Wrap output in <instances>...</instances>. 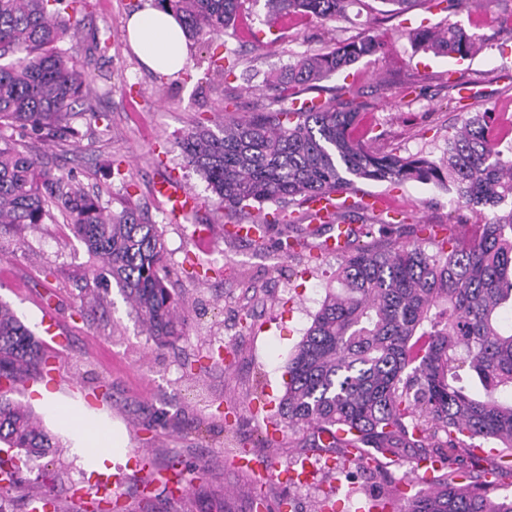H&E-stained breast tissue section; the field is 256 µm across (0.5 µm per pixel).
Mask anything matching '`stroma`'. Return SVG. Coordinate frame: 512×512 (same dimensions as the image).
<instances>
[{
	"instance_id": "obj_1",
	"label": "stroma",
	"mask_w": 512,
	"mask_h": 512,
	"mask_svg": "<svg viewBox=\"0 0 512 512\" xmlns=\"http://www.w3.org/2000/svg\"><path fill=\"white\" fill-rule=\"evenodd\" d=\"M146 0H90L77 40L80 61L91 62L95 78L89 105L106 113L93 124L83 107L72 112L68 127L48 141L28 135L27 151L52 171L75 175L103 206L138 210L155 224L166 249L168 286L187 318L185 336L173 346L149 339L112 278L98 269L84 243L58 211L34 228L0 233V301L7 303L37 334H44L42 305L57 315L53 370L45 382L31 383L18 401L36 416L41 389L94 412L97 424L112 433L117 448L109 471H122L120 491L127 512H139L149 493L154 512H254L250 493L264 488L270 505L281 498L284 512H314L328 498L336 512H355L367 497L362 479L345 480L327 466L334 452L312 447L309 438L276 428V406L285 390L289 353L301 341L319 309L331 274L341 258L319 253L309 262L286 254L279 241L289 227L291 206L281 205L282 223L272 225L261 243L228 237L224 212L211 201L201 176L182 157L179 142L196 122L218 123L225 110L247 116L269 102L266 78L284 71L294 56L335 40L382 34L384 52L358 62L349 75L320 85L322 96L348 86L365 105L374 124V148L401 155L439 158L451 128L462 114L491 110L499 129L512 127V29L505 19L512 0H493L479 11L434 12L418 6L397 13L381 0H356L336 23L292 22L271 52L251 41V32L267 29L262 0H247L238 35L191 39L187 73L162 75L148 69L130 46L126 24ZM454 23L475 43L471 56L437 57L415 49L407 36L420 24ZM111 31L105 55H89L94 36ZM229 57L235 67L221 84L205 75L212 59ZM122 170L132 187L114 177ZM178 174L200 198L183 224L165 219L163 204L151 191L154 181ZM394 207L412 213L415 224H453L461 220L451 194L434 185L409 183L391 190ZM209 226L200 241L195 230ZM97 294L102 309L80 317L81 289ZM223 342L230 366L207 358L213 343ZM149 449L158 468L178 459L189 465L187 495L175 497L171 484L142 488L130 469L135 449ZM269 456L277 471L250 474L229 466L226 449ZM305 457V481L291 478V461ZM58 476L54 489L62 512H72L67 495L76 487L95 492L102 477L88 474L72 448L49 452L32 462Z\"/></svg>"
}]
</instances>
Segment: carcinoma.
Instances as JSON below:
<instances>
[{
	"instance_id": "cac0c4a2",
	"label": "carcinoma",
	"mask_w": 512,
	"mask_h": 512,
	"mask_svg": "<svg viewBox=\"0 0 512 512\" xmlns=\"http://www.w3.org/2000/svg\"><path fill=\"white\" fill-rule=\"evenodd\" d=\"M352 0H265L267 23L336 22ZM185 36L236 35L244 0H158ZM87 0H0V129L56 132L91 91L88 66L59 47L81 25ZM417 50L468 57L473 44L454 24L408 31ZM378 36L305 52L284 77L268 80L271 101L246 120L183 136L186 163L199 172L226 214L269 202L302 206L358 181L392 187L432 183L472 214L470 231L423 228L427 250L395 238L383 249L358 243L351 205L342 256L319 310L290 353L279 403L282 428L328 435L335 469L373 479L386 465L427 464L426 487L369 495L367 512H512L498 493L512 479V146L493 134L490 113L453 128L437 160L378 152L372 124L353 98L300 93L380 52ZM56 209L99 257L137 318L160 345L184 335L181 300L167 288L165 245L136 211L113 212L71 173H55L0 134V229L41 224ZM410 215L378 219L399 233ZM48 346L0 303V443L20 455L58 447L55 437L12 394L51 371ZM497 442L493 457L474 453Z\"/></svg>"
}]
</instances>
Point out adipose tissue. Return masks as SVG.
I'll list each match as a JSON object with an SVG mask.
<instances>
[{
  "instance_id": "1",
  "label": "adipose tissue",
  "mask_w": 512,
  "mask_h": 512,
  "mask_svg": "<svg viewBox=\"0 0 512 512\" xmlns=\"http://www.w3.org/2000/svg\"><path fill=\"white\" fill-rule=\"evenodd\" d=\"M127 33L142 61L155 71L173 74L186 64V40L173 13L146 7L131 16ZM42 406L48 415L59 419L74 441L75 452L84 462L100 465L111 459V448L104 446L99 433L89 425L90 414L84 407L62 404L49 392L45 393Z\"/></svg>"
}]
</instances>
